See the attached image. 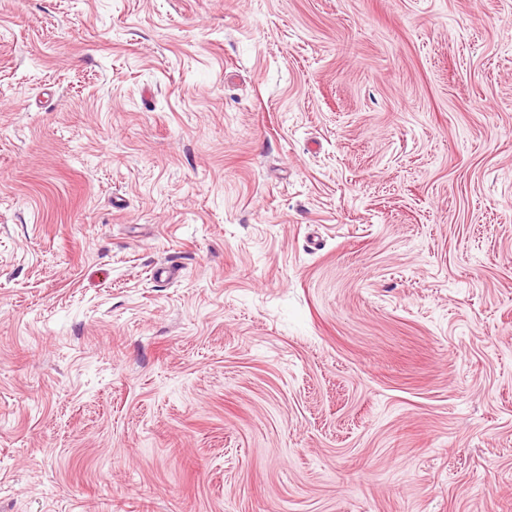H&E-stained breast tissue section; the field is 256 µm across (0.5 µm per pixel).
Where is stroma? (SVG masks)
<instances>
[{"instance_id": "1", "label": "stroma", "mask_w": 512, "mask_h": 512, "mask_svg": "<svg viewBox=\"0 0 512 512\" xmlns=\"http://www.w3.org/2000/svg\"><path fill=\"white\" fill-rule=\"evenodd\" d=\"M0 512H512V0H0Z\"/></svg>"}]
</instances>
